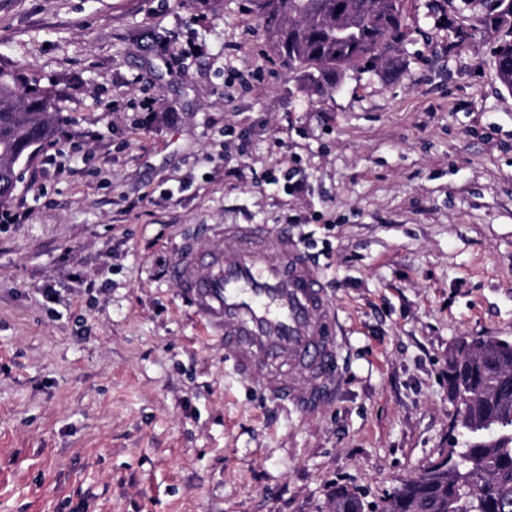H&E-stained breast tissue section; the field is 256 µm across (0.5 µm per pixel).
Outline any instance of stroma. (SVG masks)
<instances>
[{"mask_svg": "<svg viewBox=\"0 0 512 512\" xmlns=\"http://www.w3.org/2000/svg\"><path fill=\"white\" fill-rule=\"evenodd\" d=\"M406 24L397 72L320 96L251 0H0V61L66 116L0 224V512H332L447 454L449 356L512 341V92L448 0ZM247 224L318 259L341 332L314 411L240 380L168 278ZM333 512H365L364 502L347 489H336L332 496Z\"/></svg>", "mask_w": 512, "mask_h": 512, "instance_id": "obj_1", "label": "stroma"}]
</instances>
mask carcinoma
<instances>
[{"label":"carcinoma","instance_id":"obj_1","mask_svg":"<svg viewBox=\"0 0 512 512\" xmlns=\"http://www.w3.org/2000/svg\"><path fill=\"white\" fill-rule=\"evenodd\" d=\"M456 12L476 11L484 35L495 44L499 80L512 91V0L488 12L484 0H461ZM263 29L288 69L322 96L336 91L350 69L392 70L405 36V0H255ZM57 81L26 65L0 63V209L13 199V175L28 166L63 122ZM448 393L467 395L458 411L459 438L448 466L435 462L426 474L407 477L380 512H512V343L464 340L448 361ZM333 512H365L364 502L339 488Z\"/></svg>","mask_w":512,"mask_h":512}]
</instances>
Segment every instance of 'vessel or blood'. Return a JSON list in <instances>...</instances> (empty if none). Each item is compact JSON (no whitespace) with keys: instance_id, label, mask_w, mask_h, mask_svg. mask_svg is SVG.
Instances as JSON below:
<instances>
[{"instance_id":"b4317fda","label":"vessel or blood","mask_w":512,"mask_h":512,"mask_svg":"<svg viewBox=\"0 0 512 512\" xmlns=\"http://www.w3.org/2000/svg\"><path fill=\"white\" fill-rule=\"evenodd\" d=\"M235 245L201 253L179 247L168 276L224 340V359L244 381L265 370L271 399L300 412L331 394L339 370L337 316L317 265L287 230H233Z\"/></svg>"}]
</instances>
